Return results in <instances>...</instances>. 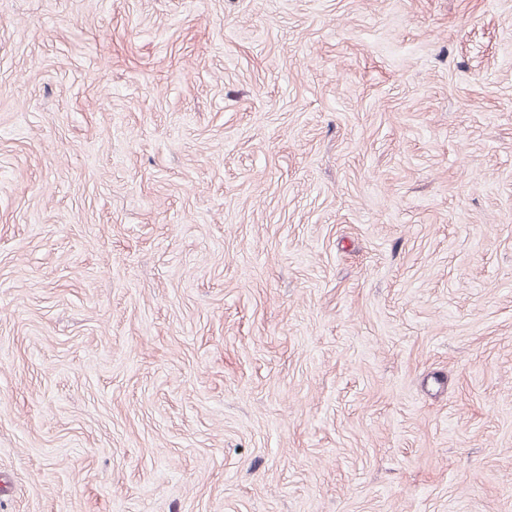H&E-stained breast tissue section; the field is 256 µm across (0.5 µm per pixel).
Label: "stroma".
Listing matches in <instances>:
<instances>
[{"label":"stroma","instance_id":"stroma-1","mask_svg":"<svg viewBox=\"0 0 512 512\" xmlns=\"http://www.w3.org/2000/svg\"><path fill=\"white\" fill-rule=\"evenodd\" d=\"M0 512H512V0H0Z\"/></svg>","mask_w":512,"mask_h":512}]
</instances>
